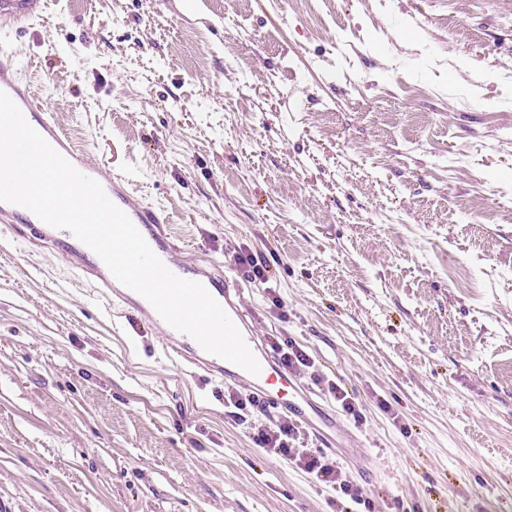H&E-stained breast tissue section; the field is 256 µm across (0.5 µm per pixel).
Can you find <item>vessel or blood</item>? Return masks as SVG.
<instances>
[{"label":"vessel or blood","instance_id":"b4317fda","mask_svg":"<svg viewBox=\"0 0 512 512\" xmlns=\"http://www.w3.org/2000/svg\"><path fill=\"white\" fill-rule=\"evenodd\" d=\"M44 6V0H0V31L8 33L22 29L23 25L42 15ZM0 91L18 105L25 118L35 120L37 131L76 169L99 181L109 199L130 218L170 271L205 286L240 330L259 361L261 370L254 376L204 351L191 336L166 323L145 298L119 283L103 261L85 244L72 240L68 248L70 261L75 269L89 278L97 294L107 300L110 308L117 314L135 317L157 329L164 347L176 362L190 366L197 374L209 379L227 384H247L267 413H284L302 423H310L311 413L317 405L307 388L280 365L272 345L257 336L254 327L249 324L242 308L243 288L224 277L223 273L211 272L176 259L166 234L161 231L164 222L161 212L136 197L124 178L103 175L101 163L89 158L85 151L63 134L52 114L39 106L29 86L19 76L1 82ZM0 223L24 225L31 234V243L53 247L58 244L56 235L50 234L48 225L20 206L0 202Z\"/></svg>","mask_w":512,"mask_h":512}]
</instances>
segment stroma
<instances>
[{
    "mask_svg": "<svg viewBox=\"0 0 512 512\" xmlns=\"http://www.w3.org/2000/svg\"><path fill=\"white\" fill-rule=\"evenodd\" d=\"M1 46L188 261L265 262L373 512H512V0H49ZM160 341L0 224V512H336ZM327 389L334 395L336 402L340 404L342 410L346 414L351 415L357 421L362 419V412L359 404L356 403L355 399L352 398L348 392L340 386V384L332 380H327Z\"/></svg>",
    "mask_w": 512,
    "mask_h": 512,
    "instance_id": "1",
    "label": "stroma"
}]
</instances>
